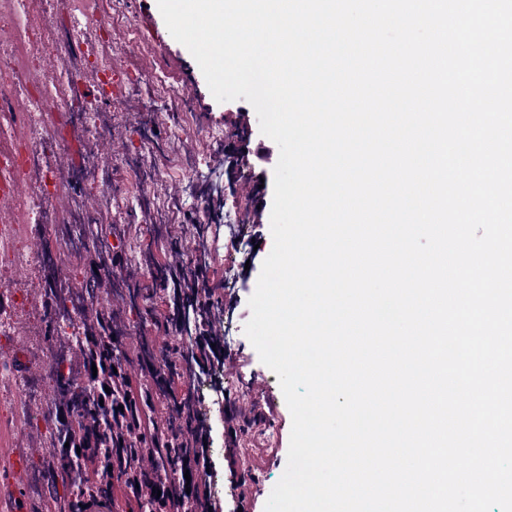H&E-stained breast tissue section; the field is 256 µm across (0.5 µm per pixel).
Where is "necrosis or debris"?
Here are the masks:
<instances>
[{
    "label": "necrosis or debris",
    "instance_id": "obj_1",
    "mask_svg": "<svg viewBox=\"0 0 512 512\" xmlns=\"http://www.w3.org/2000/svg\"><path fill=\"white\" fill-rule=\"evenodd\" d=\"M129 21V0H0V294L34 318L43 312L16 269L54 262L52 253L28 249L25 228L45 224H108L112 221V125L105 113L125 110L134 97L162 101L141 130L142 148L122 158L136 173L140 191L158 178L150 157L192 175L201 153L167 157L155 137L194 127L190 91L152 74L129 77L112 41L115 25Z\"/></svg>",
    "mask_w": 512,
    "mask_h": 512
}]
</instances>
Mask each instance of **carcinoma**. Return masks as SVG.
Returning <instances> with one entry per match:
<instances>
[{"label": "carcinoma", "instance_id": "cac0c4a2", "mask_svg": "<svg viewBox=\"0 0 512 512\" xmlns=\"http://www.w3.org/2000/svg\"><path fill=\"white\" fill-rule=\"evenodd\" d=\"M74 251L90 256L89 270L65 274L48 268L42 289L49 310L48 340L71 359L53 363L55 398L45 415L49 456L37 465L44 498L32 512H84L87 503L115 505L124 501L136 512H207L198 488L186 490L184 472L194 473L203 460V428L196 424V399L191 382L220 352L211 335L216 319L212 291L200 287L204 265L152 260L149 276L161 285L170 309L151 304L155 288L121 276L119 251L102 254L98 237ZM82 297L77 309L80 331L61 336L55 318L69 316L67 302ZM117 296L135 312L163 330L168 343L157 346L149 336L126 342V325L112 302ZM147 306L139 307V301ZM97 371H92V367ZM110 392H105V388ZM79 452L74 465L67 452ZM161 491V496L153 495Z\"/></svg>", "mask_w": 512, "mask_h": 512}]
</instances>
